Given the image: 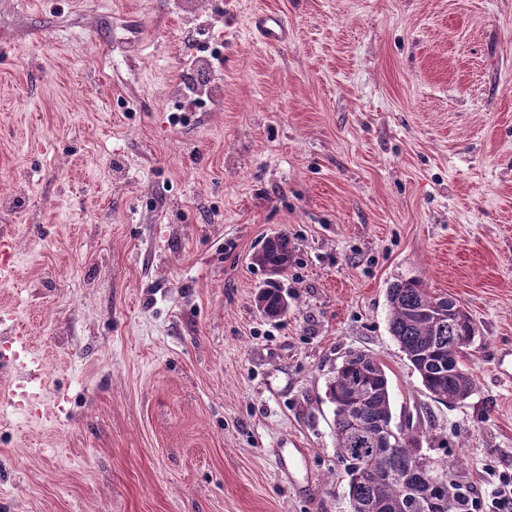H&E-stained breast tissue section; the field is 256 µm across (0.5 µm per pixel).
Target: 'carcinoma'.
Segmentation results:
<instances>
[{
    "mask_svg": "<svg viewBox=\"0 0 512 512\" xmlns=\"http://www.w3.org/2000/svg\"><path fill=\"white\" fill-rule=\"evenodd\" d=\"M288 236L255 255L254 261L269 270L288 267ZM389 330L421 385L431 398L448 407L464 403L475 378L464 364L466 350L475 340L471 314L450 296L431 291L421 280L398 281L387 291ZM448 304L451 318L430 315L433 307ZM264 314L282 315L288 309L279 290L264 289L258 296ZM325 395L334 406V435L338 458L344 465L349 512H411L406 494L421 491L425 475L413 459L429 434L422 428L405 432V446L385 450L380 428L394 418L389 379L381 364L364 352L348 354L326 384ZM439 472H451L441 512H472L471 489L458 479L459 465L433 463Z\"/></svg>",
    "mask_w": 512,
    "mask_h": 512,
    "instance_id": "1",
    "label": "carcinoma"
}]
</instances>
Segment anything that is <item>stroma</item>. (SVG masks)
I'll return each instance as SVG.
<instances>
[{"mask_svg": "<svg viewBox=\"0 0 512 512\" xmlns=\"http://www.w3.org/2000/svg\"><path fill=\"white\" fill-rule=\"evenodd\" d=\"M202 28L224 102L176 112ZM0 229L44 400L0 411V512H347L325 390L352 351L474 495L512 474V0H0ZM281 232L270 319L254 256ZM408 279L474 319L461 405L390 334ZM257 306L266 315L275 313L281 316L288 309V303L284 300L278 288L274 286L264 289L259 294ZM304 461L302 448H284V453L276 459V468L279 473H288V477L293 478L296 473L301 472Z\"/></svg>", "mask_w": 512, "mask_h": 512, "instance_id": "obj_1", "label": "stroma"}]
</instances>
